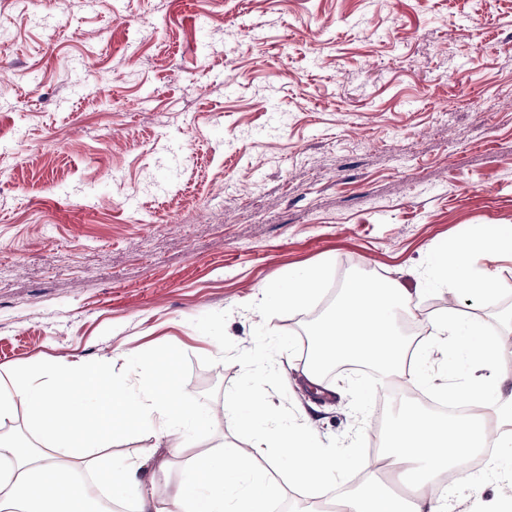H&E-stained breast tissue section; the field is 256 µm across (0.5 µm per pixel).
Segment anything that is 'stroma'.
<instances>
[{
    "label": "stroma",
    "mask_w": 512,
    "mask_h": 512,
    "mask_svg": "<svg viewBox=\"0 0 512 512\" xmlns=\"http://www.w3.org/2000/svg\"><path fill=\"white\" fill-rule=\"evenodd\" d=\"M512 225V0H0V369L101 372L131 352L242 444L241 388L356 443L317 393L289 271L421 288L432 253ZM263 360L249 362L257 342ZM177 481L186 458L118 419L89 468ZM324 281L325 272L320 267L289 272L287 280L264 289L261 306L266 309L271 305H288L289 308L303 310L318 298Z\"/></svg>",
    "instance_id": "obj_1"
}]
</instances>
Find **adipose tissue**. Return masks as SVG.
I'll return each instance as SVG.
<instances>
[{
    "mask_svg": "<svg viewBox=\"0 0 512 512\" xmlns=\"http://www.w3.org/2000/svg\"><path fill=\"white\" fill-rule=\"evenodd\" d=\"M488 256L512 261L511 224H489L441 247L430 265L446 275L450 297L464 295L480 305L512 290L497 271L477 268L478 258ZM324 281L319 267L289 272L287 280L264 289L262 304L305 309L318 298ZM414 308L409 288L398 280L346 279L303 362L305 376L315 385L329 368L346 363L381 367L410 385L426 380L437 354L451 367L462 359L477 367V376L466 385L451 383L447 389L477 402L479 413L448 418L413 411L390 426L386 455L403 470L404 496L389 493L378 464L357 449L339 453L323 445L310 419H283L246 389L226 402L225 413L248 437L247 446L198 448L195 432L210 424V416L178 406L174 386L140 372L139 362L126 355L124 369L140 373L135 390L120 380L101 381L77 362L45 365L33 374L0 371V418L24 404L31 431L51 441L45 448H25L0 437V456L7 459L0 471V512H90L74 475L90 446V427L107 429L119 415L157 424L174 453L191 456V465L167 492L173 512H267L271 486L266 467L283 461L298 481L319 485L323 498L331 494L336 472L363 471L360 484L337 500L335 512H456L461 499L468 501V512H512V393L501 389L507 373L500 339L483 318L464 321L451 313L431 320L428 341L410 348L395 321ZM492 431L497 450L482 472H474L470 460L486 447ZM450 470L457 476L456 497L434 494L436 481ZM496 478L505 488L486 498L485 486Z\"/></svg>",
    "mask_w": 512,
    "mask_h": 512,
    "instance_id": "ef3b65f1",
    "label": "adipose tissue"
}]
</instances>
